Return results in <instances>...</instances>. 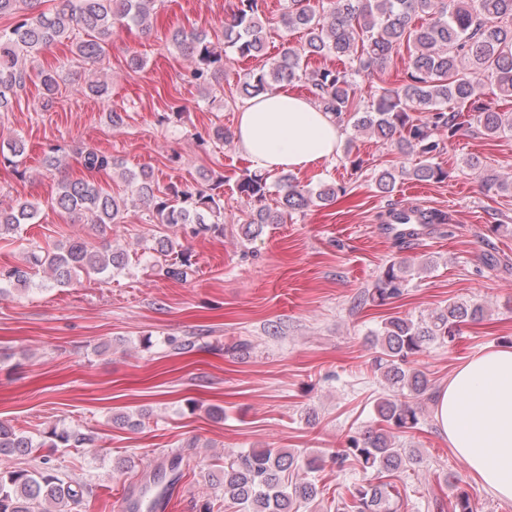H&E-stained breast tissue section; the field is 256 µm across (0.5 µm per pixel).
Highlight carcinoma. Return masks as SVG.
I'll return each instance as SVG.
<instances>
[{"mask_svg":"<svg viewBox=\"0 0 512 512\" xmlns=\"http://www.w3.org/2000/svg\"><path fill=\"white\" fill-rule=\"evenodd\" d=\"M43 0H0V114L13 110L19 92L30 78L28 61L45 47L72 42L73 58L93 66L103 61L112 37L120 29L151 28L157 0H62L54 10L41 8ZM263 0H237L236 10L224 21L222 38L214 40L205 29L179 28L171 43L190 59L189 78L210 87L224 71V56L241 58L266 55L267 27L261 19ZM285 32H301L304 40L281 44L278 53L249 73L242 95L256 97L281 85L301 82L317 106L333 113L353 130L381 142H394L402 153H416L428 162L407 170L395 167L378 172L375 183L382 193L394 191L405 177L416 181L442 182L448 170L434 162L446 149L438 132L456 135L460 128L458 108L472 112L471 123L485 139L512 136V113L500 112L482 102L485 84L505 99L512 98V0H288L280 15ZM334 56L343 62L338 69H308L315 57ZM404 60L398 85L370 96L362 104L355 76L374 68L384 69ZM47 94L64 79L63 71H41ZM25 153L17 139L0 145V159L14 163ZM82 178H62L52 205L84 215L104 229L123 219L127 199L147 205L159 224L191 225L199 234L217 227L224 215V194L217 192L224 179L195 190L170 185L157 187L149 167L122 172L130 197L116 196L103 187L97 174L119 162L110 154L89 147L80 152ZM238 191L262 201L278 195L276 208L260 207L244 220V236L252 240L266 224H283L292 214L315 201L328 200L343 191L335 183L316 189L299 185L290 174L268 182L264 174L251 172L237 183ZM40 207L18 200L0 207V237L16 235L23 226L36 223ZM170 238L156 241L154 251L172 257L165 274L184 279L192 262L187 252L175 250ZM129 266L123 251L101 250L81 238L72 239L44 256L33 253L27 264L0 267V288L27 289L33 285L32 269L44 267L51 282L66 286L82 274L111 278ZM411 261L400 257L387 264L365 297L379 306L403 295ZM478 302L453 301L428 319L399 315L384 319L371 333L378 347L377 372L399 392L376 401L377 426L351 435L346 447L327 457L305 455L280 448H252L224 458L221 483L224 497L238 512H299L322 491L312 473L329 460L339 467L348 461L370 478L349 489L350 500L336 512H401L403 498L397 485L384 477L397 476L420 462L415 451L395 447L394 434L408 433L420 425L417 400L429 391L426 374L416 367L417 357L436 346H450L461 325L483 319ZM92 438L78 430L53 425L36 441L0 422V512H72L89 497V484L72 479L50 464L61 448H81ZM40 452V466L12 468L8 458L32 450Z\"/></svg>","mask_w":512,"mask_h":512,"instance_id":"carcinoma-1","label":"carcinoma"}]
</instances>
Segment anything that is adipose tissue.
Instances as JSON below:
<instances>
[{"label":"adipose tissue","mask_w":512,"mask_h":512,"mask_svg":"<svg viewBox=\"0 0 512 512\" xmlns=\"http://www.w3.org/2000/svg\"><path fill=\"white\" fill-rule=\"evenodd\" d=\"M335 115L288 87L248 100L234 141L252 171H304L335 158L342 142ZM435 421L457 457L481 484L512 500V347L475 354L436 396Z\"/></svg>","instance_id":"1"}]
</instances>
